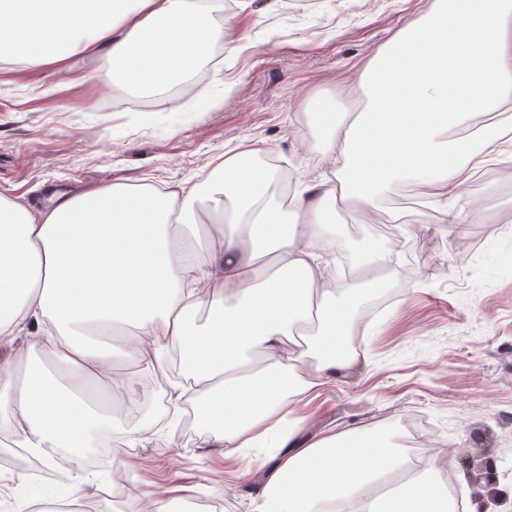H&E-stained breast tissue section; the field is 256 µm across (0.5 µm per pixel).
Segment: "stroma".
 I'll return each instance as SVG.
<instances>
[{"label": "stroma", "mask_w": 512, "mask_h": 512, "mask_svg": "<svg viewBox=\"0 0 512 512\" xmlns=\"http://www.w3.org/2000/svg\"><path fill=\"white\" fill-rule=\"evenodd\" d=\"M434 0H282L273 10L231 12L224 38L195 69L196 95L117 92L98 78L104 56H77L64 70L0 67V197L37 209L50 190L79 191L122 181L170 190L202 183L226 151L282 161L293 186L319 179L328 165L309 128L310 103L336 98L341 112L364 106L356 77ZM460 215L447 221L448 212ZM416 192L385 188L371 217L341 205L325 251L333 285L347 278L337 252L362 271L367 243L390 254L376 271L381 289L355 290L359 343L353 365L290 408L300 438L363 428L418 469L435 453L458 460L452 485L471 490L455 512H512V159L480 165L461 199L424 221ZM128 379V410L113 411L124 449L97 465L98 448L58 465L53 491L35 489L19 469L0 466V512L74 502L93 512H129L133 499L153 512H255L261 462L280 451L273 431L229 453L203 445L213 429L166 390L140 385L141 364L117 357ZM495 460L494 488L476 481L479 460Z\"/></svg>", "instance_id": "stroma-1"}]
</instances>
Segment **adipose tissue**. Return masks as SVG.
Instances as JSON below:
<instances>
[{"label": "adipose tissue", "instance_id": "ef3b65f1", "mask_svg": "<svg viewBox=\"0 0 512 512\" xmlns=\"http://www.w3.org/2000/svg\"><path fill=\"white\" fill-rule=\"evenodd\" d=\"M224 35V0H0V64L56 65L106 54L104 83L150 90L189 74ZM368 104L314 106L317 138L334 170L281 208L273 172L227 152L204 186L160 191L116 181L54 194L41 215L0 198V430L32 455L86 447L109 416L83 397V374L106 379L101 397L124 386L109 355L74 336L75 323H119L134 362L181 348L192 383L176 399L221 423L219 442L244 448L288 416V397L310 393L351 362L353 298L325 285L320 251L337 203L366 210L377 188L416 179L429 209L461 196L474 169L512 133V0H436L361 73ZM483 125H476L477 117ZM204 196L206 207L192 203ZM206 224L205 263L186 258L188 236L172 219ZM215 311L193 328L204 302ZM317 320L309 344L300 325ZM72 368L53 374L39 356ZM314 357L304 377L297 362ZM406 465L368 429L331 432L288 445L266 466L255 512H448L433 482L392 495L373 489Z\"/></svg>", "mask_w": 512, "mask_h": 512}]
</instances>
